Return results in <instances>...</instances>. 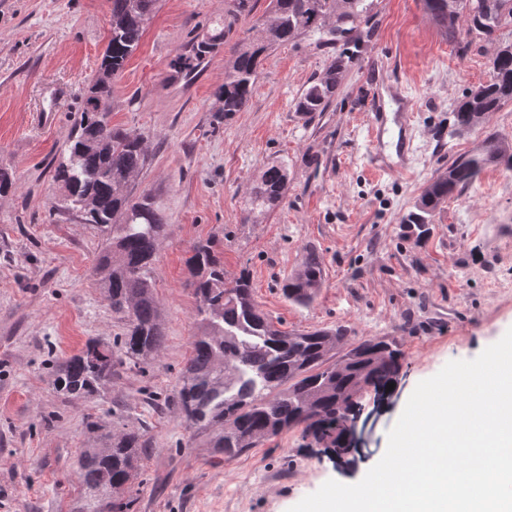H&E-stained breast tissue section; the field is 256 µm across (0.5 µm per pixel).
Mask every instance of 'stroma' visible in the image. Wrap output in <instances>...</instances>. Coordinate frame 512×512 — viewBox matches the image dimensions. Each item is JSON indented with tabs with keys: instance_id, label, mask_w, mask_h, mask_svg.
<instances>
[{
	"instance_id": "1",
	"label": "stroma",
	"mask_w": 512,
	"mask_h": 512,
	"mask_svg": "<svg viewBox=\"0 0 512 512\" xmlns=\"http://www.w3.org/2000/svg\"><path fill=\"white\" fill-rule=\"evenodd\" d=\"M361 48L327 111L295 101L326 54L312 38L265 58L248 108L225 117L217 95L224 58L190 82L169 61L223 17L224 0H158L122 73L113 123L144 134L149 162L134 184L164 210L170 231L153 277L167 336L146 370L122 368L89 400L58 393L56 364L121 326L93 268L102 240L53 213L52 163L109 40L106 0H0V168L18 188L0 196V512H92L77 477L82 452L111 430L147 427L132 484L117 512H289L327 480L359 482L384 455L388 432L416 385L453 360L477 357L512 328V170L487 168L425 228L404 224L416 196L451 158L487 134L512 143V103L465 137L453 112L490 78V44L466 53L443 35L421 0H375ZM400 85L413 139L407 171L379 172L368 147L372 94ZM288 167L282 206L242 223L246 192L269 164ZM216 239L224 276L248 272L254 300L281 331L342 327L349 341L392 343L404 356L399 395L363 455L330 459L293 430L224 458L192 433L170 401L200 334L189 286L190 245ZM322 262L313 301L289 302L281 284L306 253Z\"/></svg>"
}]
</instances>
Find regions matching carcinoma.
<instances>
[{
	"instance_id": "carcinoma-1",
	"label": "carcinoma",
	"mask_w": 512,
	"mask_h": 512,
	"mask_svg": "<svg viewBox=\"0 0 512 512\" xmlns=\"http://www.w3.org/2000/svg\"><path fill=\"white\" fill-rule=\"evenodd\" d=\"M158 0H107L112 37L102 56L99 76L84 93L80 116L53 178L60 191V213H74L104 241L95 270L105 273L100 287L122 333L109 345L90 339L53 372L54 388L67 397L93 395L123 366L139 367L156 359L164 328L154 295L153 265L169 224L149 194L136 197L132 183L147 163L144 137L112 124V79L119 75L152 18ZM426 12L448 40L467 51L474 38L492 40L512 28V0H423ZM374 0H270L269 19L258 22L231 47L224 62V119L244 111L252 98L258 68L267 53L300 37L337 50L322 74L314 77L295 102L304 114L324 112L336 96L346 63L352 62L355 34L372 17ZM254 0H226L224 18L169 66L175 75H195L229 42ZM512 103V44L496 52L490 80L468 91L454 111L451 135L462 137L488 115ZM512 169V146L489 133L470 152L457 156L433 179L404 216L406 224H429L449 198L472 186L489 167ZM288 175L282 164L266 166L250 186L243 208L247 224L278 208ZM188 263L198 302L202 332L181 370L175 404L188 427L210 436L227 458L255 447L261 439L303 427L321 443L348 439L344 423L362 409L349 394L363 387L386 392L402 364L400 351L384 341L348 343L346 331L313 329L288 334L254 302L250 278L229 282L212 239L190 247ZM321 263L312 252L282 284L286 298L306 303L321 286ZM102 447L85 451L78 479L84 489L108 497L134 477L135 462L146 447L145 433L128 429L101 435Z\"/></svg>"
}]
</instances>
